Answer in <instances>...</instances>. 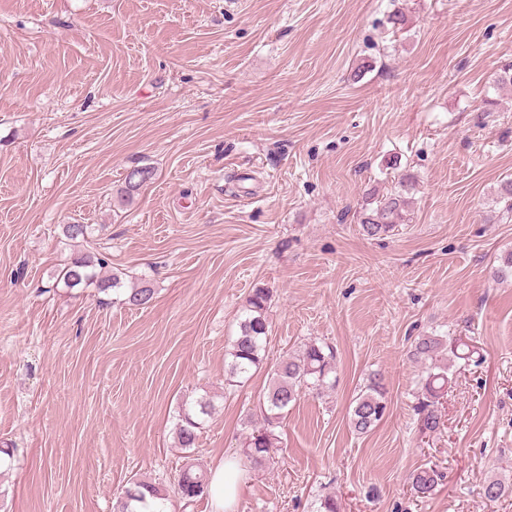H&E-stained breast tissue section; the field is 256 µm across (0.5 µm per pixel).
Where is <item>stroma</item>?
Listing matches in <instances>:
<instances>
[{
    "instance_id": "obj_1",
    "label": "stroma",
    "mask_w": 512,
    "mask_h": 512,
    "mask_svg": "<svg viewBox=\"0 0 512 512\" xmlns=\"http://www.w3.org/2000/svg\"><path fill=\"white\" fill-rule=\"evenodd\" d=\"M405 23L392 28L388 15ZM512 0H0V512H112L127 481L167 512L186 461L179 404L213 398L195 464L241 459L276 362L309 339L336 389L302 394L269 469L244 468L231 512H512ZM397 168H390V160ZM153 175L115 198L133 167ZM417 180L403 224L363 234L370 190ZM90 224L145 307L64 287L61 227ZM272 295L266 361L224 384L252 289ZM456 361L443 427L413 411L424 335ZM389 412L348 425L371 372ZM442 478L416 501L409 475Z\"/></svg>"
}]
</instances>
